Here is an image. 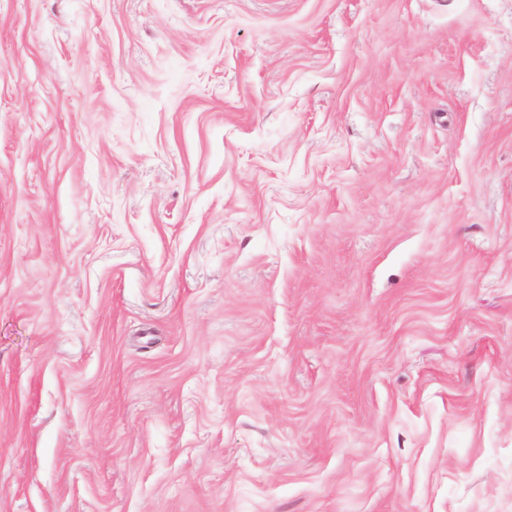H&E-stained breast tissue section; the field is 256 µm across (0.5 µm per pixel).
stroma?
Segmentation results:
<instances>
[{
	"label": "stroma",
	"instance_id": "obj_1",
	"mask_svg": "<svg viewBox=\"0 0 512 512\" xmlns=\"http://www.w3.org/2000/svg\"><path fill=\"white\" fill-rule=\"evenodd\" d=\"M0 512H512V0H0Z\"/></svg>",
	"mask_w": 512,
	"mask_h": 512
}]
</instances>
